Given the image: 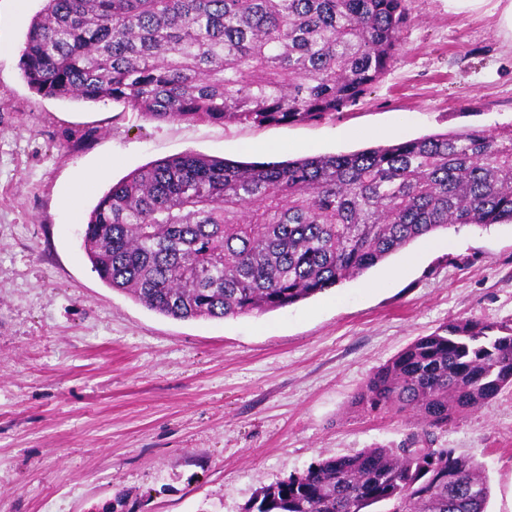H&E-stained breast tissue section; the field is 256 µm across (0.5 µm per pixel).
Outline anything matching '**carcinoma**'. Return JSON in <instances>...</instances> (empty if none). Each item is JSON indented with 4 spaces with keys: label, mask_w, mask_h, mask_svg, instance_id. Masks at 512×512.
<instances>
[{
    "label": "carcinoma",
    "mask_w": 512,
    "mask_h": 512,
    "mask_svg": "<svg viewBox=\"0 0 512 512\" xmlns=\"http://www.w3.org/2000/svg\"><path fill=\"white\" fill-rule=\"evenodd\" d=\"M406 0H43L22 49L46 97L157 122H302L342 111L398 60ZM512 222V127L242 164L185 153L112 185L82 246L100 280L177 320L288 307L451 226ZM512 387V326L468 317L374 371L351 406L403 413L398 448L321 459L245 512H486L482 467L433 430Z\"/></svg>",
    "instance_id": "cac0c4a2"
}]
</instances>
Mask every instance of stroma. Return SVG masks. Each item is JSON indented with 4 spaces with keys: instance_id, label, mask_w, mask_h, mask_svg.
I'll use <instances>...</instances> for the list:
<instances>
[{
    "instance_id": "1",
    "label": "stroma",
    "mask_w": 512,
    "mask_h": 512,
    "mask_svg": "<svg viewBox=\"0 0 512 512\" xmlns=\"http://www.w3.org/2000/svg\"><path fill=\"white\" fill-rule=\"evenodd\" d=\"M43 0H0V512H243L322 458L399 447L412 427L349 401L417 338L462 317L512 324V224L448 228L286 308L176 320L104 284L81 246L99 196L190 151L235 161L349 153L512 125V32L406 0L403 53L360 101L305 123L154 122L43 97L21 71ZM112 167L93 190L80 177ZM512 512V388L434 432Z\"/></svg>"
}]
</instances>
